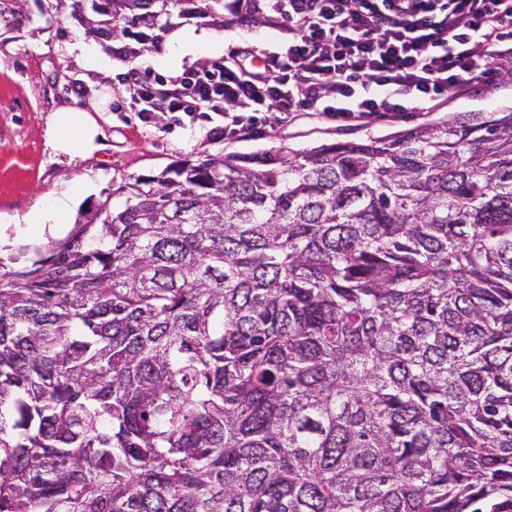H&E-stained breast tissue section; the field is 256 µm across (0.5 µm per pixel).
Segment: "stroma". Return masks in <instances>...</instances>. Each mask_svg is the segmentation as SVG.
<instances>
[{"label":"stroma","instance_id":"stroma-1","mask_svg":"<svg viewBox=\"0 0 512 512\" xmlns=\"http://www.w3.org/2000/svg\"><path fill=\"white\" fill-rule=\"evenodd\" d=\"M31 21L20 32L0 33V224L31 209L49 207L55 196L78 193L77 211H95L104 199L123 205L118 188L133 175H155L187 155L252 153L273 147L309 149L337 140L390 136L422 123L439 122L457 112H498L512 109V81L495 80L476 95L442 105L427 114L405 113L398 120L379 118L366 126L342 125L315 116L293 121H268L236 141L215 133L223 116L211 122L178 120L157 112L144 118L134 105L130 72L156 80L197 68L223 57L227 48L245 42L269 52L287 42L283 23L238 22L224 26L194 19L177 31L200 34L189 53L177 49L167 34L161 50L142 51L134 61L101 54L97 65H86L79 46L93 38L72 20L49 18L31 7ZM80 107L93 112L101 132L100 150L93 155H57L50 146L53 112Z\"/></svg>","mask_w":512,"mask_h":512}]
</instances>
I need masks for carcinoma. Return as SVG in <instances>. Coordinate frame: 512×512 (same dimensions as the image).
Segmentation results:
<instances>
[{"label": "carcinoma", "mask_w": 512, "mask_h": 512, "mask_svg": "<svg viewBox=\"0 0 512 512\" xmlns=\"http://www.w3.org/2000/svg\"><path fill=\"white\" fill-rule=\"evenodd\" d=\"M44 2L127 59L175 16L224 24V0ZM118 191L0 257V512L512 502V111Z\"/></svg>", "instance_id": "obj_1"}]
</instances>
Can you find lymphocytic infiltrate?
Masks as SVG:
<instances>
[{"mask_svg":"<svg viewBox=\"0 0 512 512\" xmlns=\"http://www.w3.org/2000/svg\"><path fill=\"white\" fill-rule=\"evenodd\" d=\"M271 8L288 17L282 50L243 44L163 81L134 78L139 111L194 122L220 112L228 138L270 110L366 123L435 111L512 65V0H271Z\"/></svg>","mask_w":512,"mask_h":512,"instance_id":"obj_1","label":"lymphocytic infiltrate"}]
</instances>
